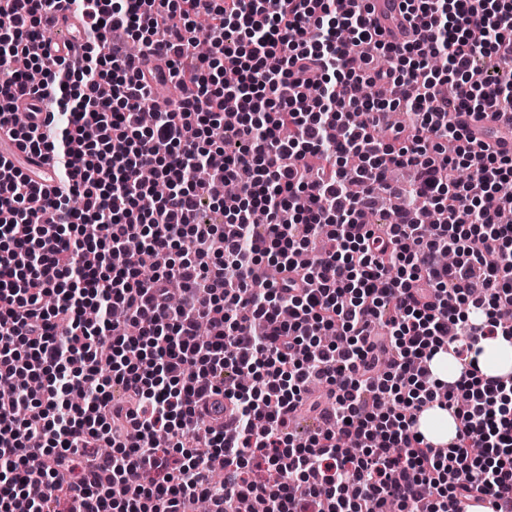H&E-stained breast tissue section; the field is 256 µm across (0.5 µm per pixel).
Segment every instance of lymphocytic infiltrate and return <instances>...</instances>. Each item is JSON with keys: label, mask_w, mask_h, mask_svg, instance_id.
<instances>
[{"label": "lymphocytic infiltrate", "mask_w": 512, "mask_h": 512, "mask_svg": "<svg viewBox=\"0 0 512 512\" xmlns=\"http://www.w3.org/2000/svg\"><path fill=\"white\" fill-rule=\"evenodd\" d=\"M55 2L0 0V128L62 172L0 158V512L33 485L30 512H453L471 492L512 512V383L472 357L512 338V157L458 120L512 113V80L474 64L512 68V0H404V44L366 0H66L91 32L67 56L44 50ZM161 43L178 95L144 127ZM30 97L68 121L16 126ZM378 189L395 202L371 228ZM265 258L278 277L252 288ZM216 396L231 431L205 423ZM432 403L461 419L441 454L416 428ZM431 370L441 382H453L459 376V366L451 353L439 351L431 360Z\"/></svg>", "instance_id": "f902f5d3"}]
</instances>
